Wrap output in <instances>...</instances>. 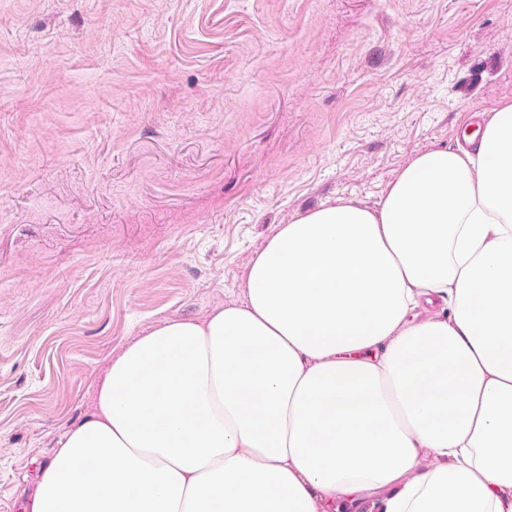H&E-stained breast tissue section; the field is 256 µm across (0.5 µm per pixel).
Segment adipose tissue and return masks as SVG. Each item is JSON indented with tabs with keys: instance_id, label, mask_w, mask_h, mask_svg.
I'll use <instances>...</instances> for the list:
<instances>
[{
	"instance_id": "obj_1",
	"label": "adipose tissue",
	"mask_w": 512,
	"mask_h": 512,
	"mask_svg": "<svg viewBox=\"0 0 512 512\" xmlns=\"http://www.w3.org/2000/svg\"><path fill=\"white\" fill-rule=\"evenodd\" d=\"M379 208L281 225L243 299L149 327L30 512H512V103ZM445 300L450 316L416 319ZM94 461V474L84 464Z\"/></svg>"
}]
</instances>
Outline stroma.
<instances>
[{
  "label": "stroma",
  "instance_id": "1",
  "mask_svg": "<svg viewBox=\"0 0 512 512\" xmlns=\"http://www.w3.org/2000/svg\"><path fill=\"white\" fill-rule=\"evenodd\" d=\"M512 102V0H0V512L109 360Z\"/></svg>",
  "mask_w": 512,
  "mask_h": 512
}]
</instances>
